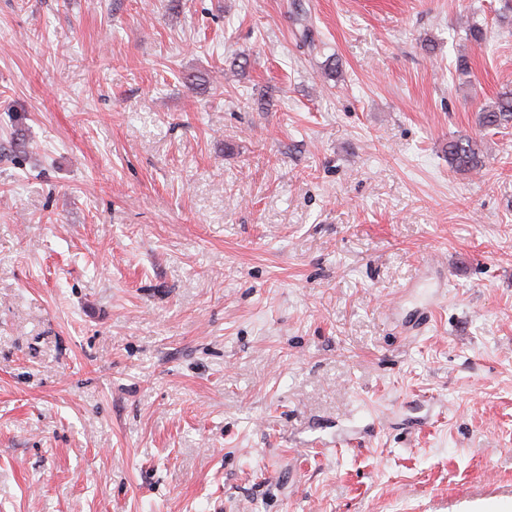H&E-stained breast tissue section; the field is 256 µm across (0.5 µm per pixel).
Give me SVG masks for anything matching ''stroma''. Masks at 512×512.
Returning a JSON list of instances; mask_svg holds the SVG:
<instances>
[{
    "label": "stroma",
    "instance_id": "1",
    "mask_svg": "<svg viewBox=\"0 0 512 512\" xmlns=\"http://www.w3.org/2000/svg\"><path fill=\"white\" fill-rule=\"evenodd\" d=\"M502 5L0 0V512L512 499ZM476 124L485 130L512 128V90L500 92L476 114ZM480 144L468 135L452 138L448 142V162L458 172L475 169L481 163Z\"/></svg>",
    "mask_w": 512,
    "mask_h": 512
}]
</instances>
